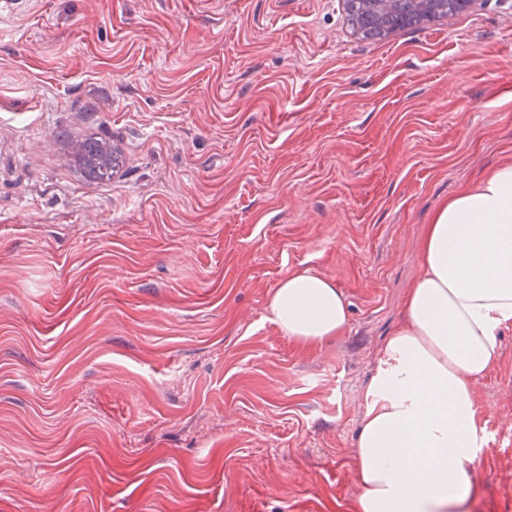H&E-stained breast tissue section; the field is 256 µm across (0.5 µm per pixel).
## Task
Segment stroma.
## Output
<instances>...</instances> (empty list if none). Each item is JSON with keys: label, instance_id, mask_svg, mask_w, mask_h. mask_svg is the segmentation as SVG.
<instances>
[{"label": "stroma", "instance_id": "obj_1", "mask_svg": "<svg viewBox=\"0 0 512 512\" xmlns=\"http://www.w3.org/2000/svg\"><path fill=\"white\" fill-rule=\"evenodd\" d=\"M94 136L125 157L87 180ZM512 153V0L363 39L346 0L0 11V512H350L362 391L436 210ZM311 267L318 347L269 296ZM471 512H512V327ZM268 313L283 336L311 346L340 336L349 323L347 302L336 282L310 268L288 275L274 288Z\"/></svg>", "mask_w": 512, "mask_h": 512}]
</instances>
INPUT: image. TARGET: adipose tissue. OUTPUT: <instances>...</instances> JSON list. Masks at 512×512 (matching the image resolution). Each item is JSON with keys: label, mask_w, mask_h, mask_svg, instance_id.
I'll return each instance as SVG.
<instances>
[{"label": "adipose tissue", "mask_w": 512, "mask_h": 512, "mask_svg": "<svg viewBox=\"0 0 512 512\" xmlns=\"http://www.w3.org/2000/svg\"><path fill=\"white\" fill-rule=\"evenodd\" d=\"M268 318L288 338L319 345L343 334L347 302L306 268L272 291ZM512 326V156L461 187L420 242L403 318L363 393L354 512H469L485 428L477 381Z\"/></svg>", "instance_id": "1"}]
</instances>
